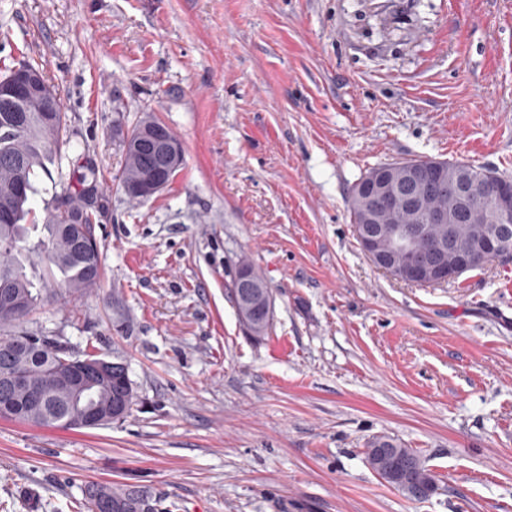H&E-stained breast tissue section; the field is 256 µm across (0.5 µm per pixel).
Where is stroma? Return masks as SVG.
<instances>
[{"instance_id": "35a3bbf8", "label": "stroma", "mask_w": 512, "mask_h": 512, "mask_svg": "<svg viewBox=\"0 0 512 512\" xmlns=\"http://www.w3.org/2000/svg\"><path fill=\"white\" fill-rule=\"evenodd\" d=\"M354 0H0V75L41 64L64 172L95 168L99 287L23 322L125 362L141 398L94 430L0 418V512H86L106 482L179 512H512V261L439 286L377 268L349 193L408 158L512 177V0H417L381 31ZM184 164L133 202L143 114ZM249 261L265 339L230 288ZM387 435L439 477L407 498L365 462ZM142 120L136 124L129 136L134 144L137 140H141V148H132L125 153V165L120 179L121 188L130 200L140 201L142 198L137 194L124 190L129 185L137 182L143 171L152 168L158 164V158L145 138L141 134ZM265 288H269L265 280ZM262 284L250 270L239 269L235 275V296L240 305L237 313L244 332L254 338L260 339L266 335L274 317V299L268 294ZM270 289V288H269ZM265 329V330H264Z\"/></svg>"}]
</instances>
